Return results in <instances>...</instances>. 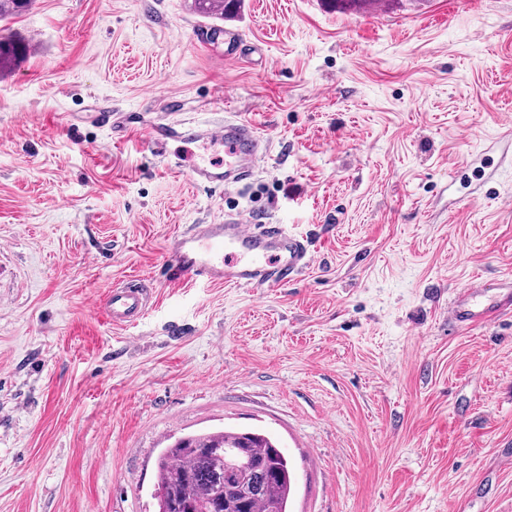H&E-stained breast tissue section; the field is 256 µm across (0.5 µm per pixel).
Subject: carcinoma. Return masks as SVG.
I'll return each mask as SVG.
<instances>
[{"instance_id":"obj_1","label":"carcinoma","mask_w":512,"mask_h":512,"mask_svg":"<svg viewBox=\"0 0 512 512\" xmlns=\"http://www.w3.org/2000/svg\"><path fill=\"white\" fill-rule=\"evenodd\" d=\"M33 0H0V20ZM240 0H194L206 18H221ZM288 456L256 431H211L181 437L158 460L156 512H290Z\"/></svg>"}]
</instances>
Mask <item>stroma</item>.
<instances>
[{"label":"stroma","instance_id":"stroma-1","mask_svg":"<svg viewBox=\"0 0 512 512\" xmlns=\"http://www.w3.org/2000/svg\"><path fill=\"white\" fill-rule=\"evenodd\" d=\"M35 0L0 23V512H152L158 455L213 427L287 453L291 512H512V0ZM233 28L198 44L203 25ZM249 120L224 190L143 131ZM243 214L308 238L282 287L179 283L175 236ZM132 280L153 305L112 324ZM241 0H194V10L202 17L221 18L231 12ZM450 323L454 327L471 328L489 324L506 313H512V281L486 282L459 289L450 301ZM151 297V291L142 286L112 288L105 303L107 315L113 324H134L145 316Z\"/></svg>","mask_w":512,"mask_h":512}]
</instances>
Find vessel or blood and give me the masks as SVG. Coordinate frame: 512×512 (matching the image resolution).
<instances>
[{"label": "vessel or blood", "instance_id": "vessel-or-blood-1", "mask_svg": "<svg viewBox=\"0 0 512 512\" xmlns=\"http://www.w3.org/2000/svg\"><path fill=\"white\" fill-rule=\"evenodd\" d=\"M148 140L165 148L176 140L219 143L225 161L190 168L191 182L228 188L251 177L270 147L269 138L254 123L225 120L216 125L191 126L164 119L146 127ZM312 261L310 244L280 224H247L229 220L221 224H195L171 244L166 266L172 278L185 282L258 288L285 286ZM151 303L149 289L131 285L112 288L105 303L108 317L120 325L143 318ZM450 322L471 328L512 313V281L483 283L459 289L450 301Z\"/></svg>", "mask_w": 512, "mask_h": 512}]
</instances>
